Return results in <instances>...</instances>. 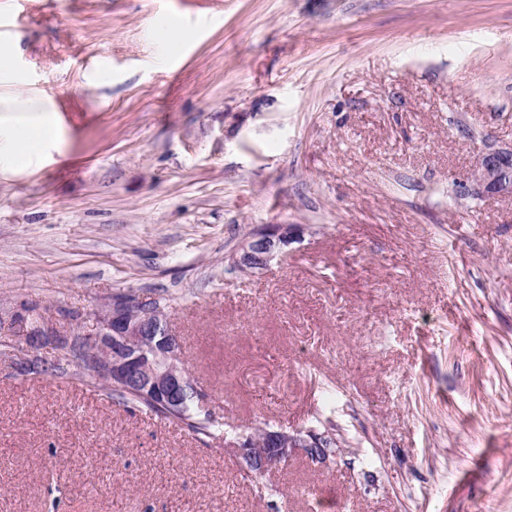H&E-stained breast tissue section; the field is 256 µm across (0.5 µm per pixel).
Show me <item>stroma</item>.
<instances>
[{
  "label": "stroma",
  "mask_w": 512,
  "mask_h": 512,
  "mask_svg": "<svg viewBox=\"0 0 512 512\" xmlns=\"http://www.w3.org/2000/svg\"><path fill=\"white\" fill-rule=\"evenodd\" d=\"M0 339L162 295L225 438L0 358V512H512V0H0ZM300 224L286 261L228 257ZM334 428L263 488L247 428ZM11 112H27L28 114L22 120L8 127L6 145L2 144L1 148L0 144L3 158L13 163L14 158L28 155L34 139L47 136L52 132L53 125L49 113L53 110L43 103L28 101L16 106ZM464 193L512 197V148L491 149L479 155ZM303 227L297 224H271L249 234L228 257L230 266L245 274L266 269L273 261L288 256V246L299 240Z\"/></svg>",
  "instance_id": "stroma-1"
}]
</instances>
